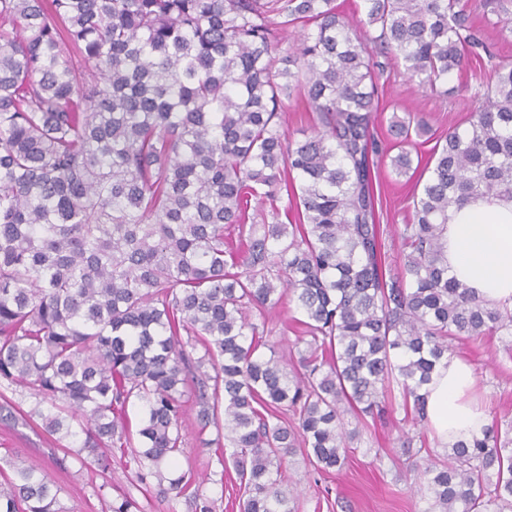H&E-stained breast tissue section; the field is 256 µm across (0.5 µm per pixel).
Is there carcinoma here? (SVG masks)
I'll return each instance as SVG.
<instances>
[{
    "label": "carcinoma",
    "mask_w": 512,
    "mask_h": 512,
    "mask_svg": "<svg viewBox=\"0 0 512 512\" xmlns=\"http://www.w3.org/2000/svg\"><path fill=\"white\" fill-rule=\"evenodd\" d=\"M374 45L443 96L489 51L466 0H361L353 14L335 0H0V387L29 390L27 416L84 448L138 442V474L213 512L194 473L164 474L190 392L199 429L224 424L235 448L240 512H291L294 449L339 470L359 437L345 416L385 419L397 394L421 426L455 341L506 336L512 351V311L448 276L444 242L448 210L512 200V66L477 75L479 107L436 140L387 272ZM299 91L315 126L295 141L281 107ZM427 131L421 112L388 118L397 175ZM253 197L272 223H249ZM288 298L307 346L291 367L259 329ZM10 466L0 512H65L38 465ZM416 484L430 512H512V420Z\"/></svg>",
    "instance_id": "1"
}]
</instances>
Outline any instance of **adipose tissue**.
<instances>
[{"instance_id":"ef3b65f1","label":"adipose tissue","mask_w":512,"mask_h":512,"mask_svg":"<svg viewBox=\"0 0 512 512\" xmlns=\"http://www.w3.org/2000/svg\"><path fill=\"white\" fill-rule=\"evenodd\" d=\"M445 241L450 274L485 304L512 309V200L470 199L449 213ZM425 410L441 447L481 435L487 411L471 365L458 357L441 363L427 387Z\"/></svg>"}]
</instances>
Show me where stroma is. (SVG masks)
I'll list each match as a JSON object with an SVG mask.
<instances>
[{
	"instance_id": "35a3bbf8",
	"label": "stroma",
	"mask_w": 512,
	"mask_h": 512,
	"mask_svg": "<svg viewBox=\"0 0 512 512\" xmlns=\"http://www.w3.org/2000/svg\"><path fill=\"white\" fill-rule=\"evenodd\" d=\"M379 105L388 111L426 113L432 127L444 133L449 126L464 123L472 102L466 95L426 93L408 78L402 64L390 62L380 79ZM415 184V178L394 173L389 156L376 157L373 187L386 264L400 260L397 232L412 219L409 202ZM505 345L502 336L457 344L459 358L474 369L477 389L492 419H512V357ZM31 404V399L10 390L0 396L1 469L15 454L37 464L58 489L67 512H111L112 504L125 493L136 501V512H195L175 492L160 494L155 478L139 480L131 456H113L111 469L102 470L95 453L80 450L72 441H56L40 421L18 418L17 409H30ZM182 434L184 452L176 461V471L202 478L201 492L213 502L214 512H232L239 480L236 473H221L223 463L233 460L232 448H217L216 427L199 430L191 411L185 416ZM446 455L430 429H422L406 448L394 422L379 423L363 431L341 471L320 476L302 453L288 456L283 465L284 486L296 495L294 512H427L429 500L417 491L412 467Z\"/></svg>"
}]
</instances>
